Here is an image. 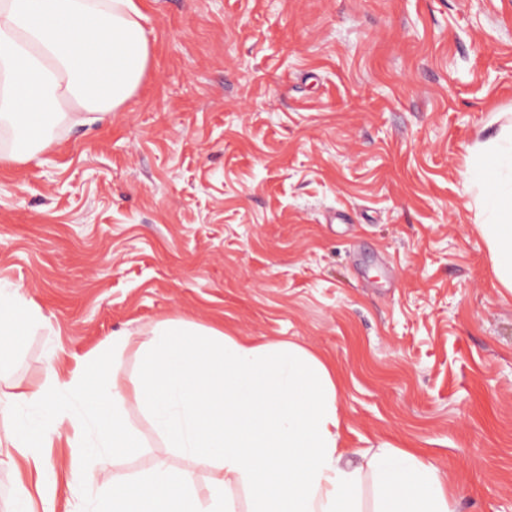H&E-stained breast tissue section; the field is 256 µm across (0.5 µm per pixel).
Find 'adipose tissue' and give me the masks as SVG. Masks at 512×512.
I'll return each instance as SVG.
<instances>
[{"instance_id":"obj_1","label":"adipose tissue","mask_w":512,"mask_h":512,"mask_svg":"<svg viewBox=\"0 0 512 512\" xmlns=\"http://www.w3.org/2000/svg\"><path fill=\"white\" fill-rule=\"evenodd\" d=\"M141 18L137 0H0V129L11 134L0 160L30 161L52 144L53 119L101 123L134 93L150 56ZM470 174L494 274L512 293V135L489 142ZM44 323L19 290L0 287V331ZM131 347L140 366L126 382L108 360L90 368L79 358L51 384L0 390L10 419L0 451L14 450L37 475L32 486L18 480L12 512H39V503L52 512L41 451L56 440L85 462L138 455L143 442L123 412L131 400L168 447L208 468L207 491L160 461L104 478L89 512H238V489L250 512H457L446 479L415 451L384 442L347 461L336 372L305 347L184 320L158 322L137 344L113 335V350Z\"/></svg>"}]
</instances>
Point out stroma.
Segmentation results:
<instances>
[{"mask_svg":"<svg viewBox=\"0 0 512 512\" xmlns=\"http://www.w3.org/2000/svg\"><path fill=\"white\" fill-rule=\"evenodd\" d=\"M146 74L110 121L0 163V284L27 331L0 388L184 319L336 369L348 460L415 448L457 512H512V294L468 161L512 125V0H139ZM145 447L87 471L184 469ZM46 449L54 512L97 483ZM37 326L50 328L40 310L30 306L18 288L5 290L0 287V332H24Z\"/></svg>","mask_w":512,"mask_h":512,"instance_id":"1","label":"stroma"}]
</instances>
